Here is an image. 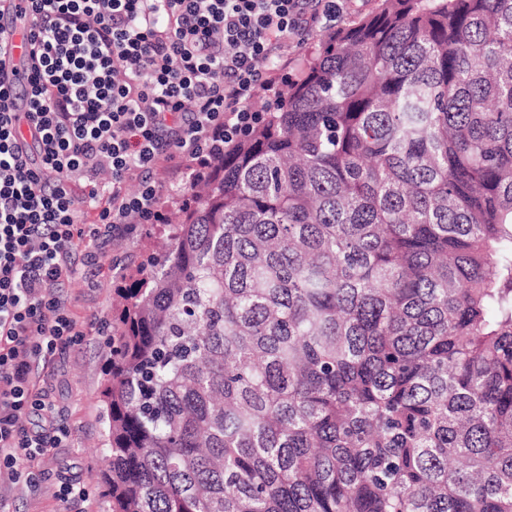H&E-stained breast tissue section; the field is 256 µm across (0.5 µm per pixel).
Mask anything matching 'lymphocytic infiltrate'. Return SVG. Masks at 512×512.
<instances>
[{"mask_svg":"<svg viewBox=\"0 0 512 512\" xmlns=\"http://www.w3.org/2000/svg\"><path fill=\"white\" fill-rule=\"evenodd\" d=\"M23 2L25 112L0 24V476L11 480L65 435L34 370L82 334L64 292L78 265L104 258L102 230L157 223L159 170L220 156L261 119L249 103L266 63L309 21L336 20L335 0ZM31 410L40 430L21 423Z\"/></svg>","mask_w":512,"mask_h":512,"instance_id":"obj_1","label":"lymphocytic infiltrate"}]
</instances>
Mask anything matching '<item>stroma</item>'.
<instances>
[{
    "label": "stroma",
    "instance_id": "obj_1",
    "mask_svg": "<svg viewBox=\"0 0 512 512\" xmlns=\"http://www.w3.org/2000/svg\"><path fill=\"white\" fill-rule=\"evenodd\" d=\"M197 169L196 161L189 158L181 172L160 173V224L141 225L135 234L116 239L101 267L79 268L69 290V309L80 322L83 335L39 367L36 378L39 387L50 394L54 416L67 437L60 447L49 449L34 462L32 479H19L0 493L9 512H112L111 499L95 479L107 465L100 391L112 347V318L121 304V288L130 284L145 263L161 224L171 221L169 201L187 191ZM64 478L84 490L82 499L67 506L57 498L59 482Z\"/></svg>",
    "mask_w": 512,
    "mask_h": 512
}]
</instances>
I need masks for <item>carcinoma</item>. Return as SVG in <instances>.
I'll list each match as a JSON object with an SVG mask.
<instances>
[{
    "mask_svg": "<svg viewBox=\"0 0 512 512\" xmlns=\"http://www.w3.org/2000/svg\"><path fill=\"white\" fill-rule=\"evenodd\" d=\"M122 292L112 512H512V0L326 30Z\"/></svg>",
    "mask_w": 512,
    "mask_h": 512,
    "instance_id": "carcinoma-1",
    "label": "carcinoma"
}]
</instances>
